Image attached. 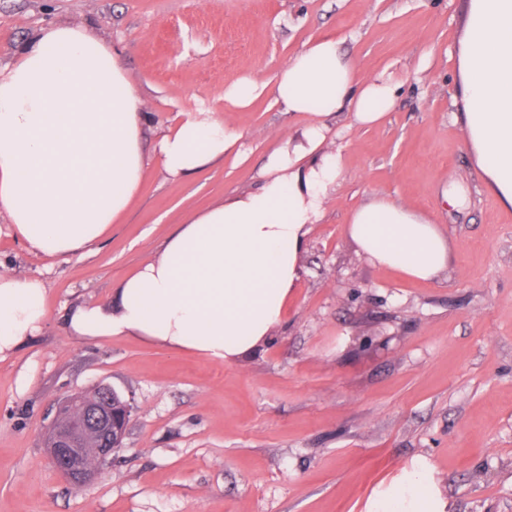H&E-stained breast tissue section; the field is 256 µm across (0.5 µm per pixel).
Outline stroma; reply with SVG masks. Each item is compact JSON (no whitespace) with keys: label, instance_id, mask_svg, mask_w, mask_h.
<instances>
[{"label":"stroma","instance_id":"stroma-1","mask_svg":"<svg viewBox=\"0 0 512 512\" xmlns=\"http://www.w3.org/2000/svg\"><path fill=\"white\" fill-rule=\"evenodd\" d=\"M465 0H0V66L40 29L87 26L117 47L153 144L183 113L239 134L223 163L186 179L149 162L138 198L93 253L48 259L0 236V274L41 280L39 336L0 357V512H367L403 473L432 471L447 512H512V211L484 188L456 119ZM322 34L365 73L400 86L372 126L330 117L344 178L301 256L284 321L233 362L133 336L73 335L67 316L103 305L193 213L254 189L304 117L270 93L242 112L243 76L273 77ZM385 193L450 240L447 270L407 280L345 232ZM458 194L461 204L447 202ZM111 385L133 413L122 448L76 489L48 459L57 402ZM266 85L249 76L241 77L225 87L224 100L233 110L242 112L265 89Z\"/></svg>","mask_w":512,"mask_h":512}]
</instances>
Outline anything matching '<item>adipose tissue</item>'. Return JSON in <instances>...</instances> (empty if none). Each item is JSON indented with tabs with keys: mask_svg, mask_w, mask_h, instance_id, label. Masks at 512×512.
Returning a JSON list of instances; mask_svg holds the SVG:
<instances>
[{
	"mask_svg": "<svg viewBox=\"0 0 512 512\" xmlns=\"http://www.w3.org/2000/svg\"><path fill=\"white\" fill-rule=\"evenodd\" d=\"M455 103L485 188L512 208V0H467L457 41ZM282 111L308 117L273 149L256 189L192 215L116 288L107 306L68 316L83 337L137 336L231 362L280 323L302 274L300 259L327 196L343 177L326 148V117L347 109L368 126L393 110L398 86L370 77L336 38L308 42L272 78ZM148 114L119 53L87 28L41 29L0 68V214L7 236L46 257L90 252L137 198L149 158L173 178L223 160L239 136L209 112H189L152 149ZM347 235L374 264L431 281L452 245L422 212L386 195L354 209ZM47 290L0 276V355L39 333ZM431 471L405 474L368 512H446Z\"/></svg>",
	"mask_w": 512,
	"mask_h": 512,
	"instance_id": "1",
	"label": "adipose tissue"
}]
</instances>
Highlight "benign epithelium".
<instances>
[{"mask_svg":"<svg viewBox=\"0 0 512 512\" xmlns=\"http://www.w3.org/2000/svg\"><path fill=\"white\" fill-rule=\"evenodd\" d=\"M132 405L116 389L99 385L94 394L72 395L58 406L46 432L48 454L56 469L76 489L96 474L93 461L104 462L122 447Z\"/></svg>","mask_w":512,"mask_h":512,"instance_id":"benign-epithelium-1","label":"benign epithelium"}]
</instances>
